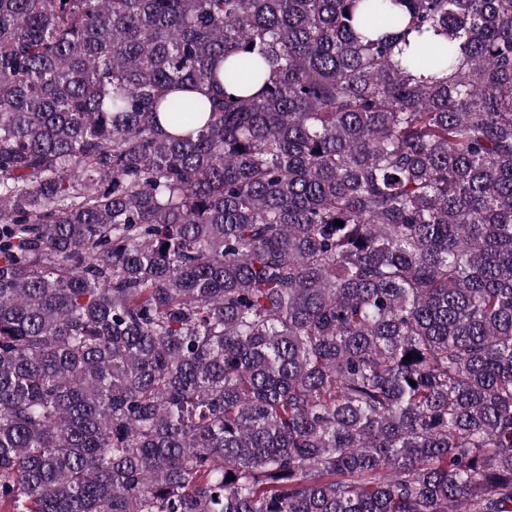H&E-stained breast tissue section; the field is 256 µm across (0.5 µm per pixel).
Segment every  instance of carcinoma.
<instances>
[{"label":"carcinoma","instance_id":"1","mask_svg":"<svg viewBox=\"0 0 512 512\" xmlns=\"http://www.w3.org/2000/svg\"><path fill=\"white\" fill-rule=\"evenodd\" d=\"M4 504L512 512V0H0Z\"/></svg>","mask_w":512,"mask_h":512}]
</instances>
